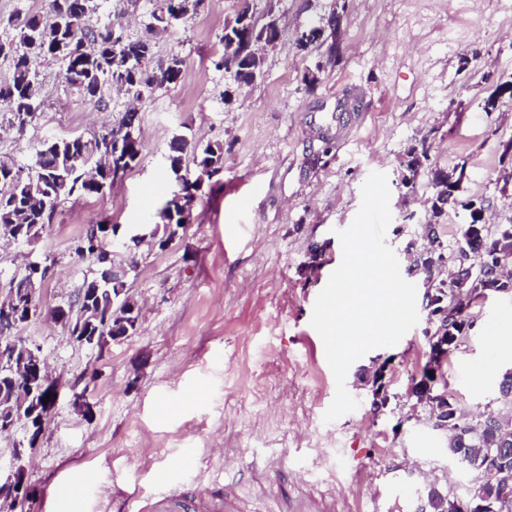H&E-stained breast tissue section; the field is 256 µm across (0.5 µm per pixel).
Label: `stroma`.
Segmentation results:
<instances>
[{
  "instance_id": "stroma-1",
  "label": "stroma",
  "mask_w": 512,
  "mask_h": 512,
  "mask_svg": "<svg viewBox=\"0 0 512 512\" xmlns=\"http://www.w3.org/2000/svg\"><path fill=\"white\" fill-rule=\"evenodd\" d=\"M238 0H205L185 25L157 37L155 60L185 59L177 83L140 106V164L104 194L61 204L35 247L0 246V280L27 256L50 255L43 307L74 298L94 277V258L74 248L93 224L133 228L159 223L170 190L166 157L174 135L229 145L214 190L192 204L191 221L167 249L144 243L127 286L142 305L138 332L103 347L75 344L62 326L34 317L19 336L40 344L61 395L32 451L27 512H119L112 492L136 512L154 490L151 473L190 448L193 479L184 491L231 500L237 512H431L428 495H465L479 478L448 452L428 406L411 393L426 363V320L393 346L373 349L350 367L346 387L356 410L334 422L322 416L336 390L323 342L311 325L318 293L342 262L336 233L361 205L370 172L391 191L387 245L400 266L406 250L428 242L421 176L414 191L400 184L408 147L426 141L439 167L467 165V178L438 232L458 262V229L467 202L482 204L490 231L512 224V98L482 110L493 78H512V0H476L459 16L448 0H349L341 57L307 87L306 69L324 48L299 51L301 31L329 15L336 0H250L256 16L275 6L281 37L262 79L232 103L221 94L229 73L216 69L219 39ZM45 106L24 134L0 129V153L27 166L41 141L80 134L118 120L124 98L103 102L70 93L55 67L38 63ZM360 103L346 138L336 136V97ZM328 241L324 264L303 266L312 243ZM472 327L448 353L447 391L467 417L502 409L499 385L512 353L486 344V330L512 320V295L475 300ZM385 367L387 403L376 407L366 375ZM86 393L93 417L71 395ZM85 482L80 507L49 494L60 476Z\"/></svg>"
}]
</instances>
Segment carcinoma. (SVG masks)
Returning a JSON list of instances; mask_svg holds the SVG:
<instances>
[{"instance_id": "obj_1", "label": "carcinoma", "mask_w": 512, "mask_h": 512, "mask_svg": "<svg viewBox=\"0 0 512 512\" xmlns=\"http://www.w3.org/2000/svg\"><path fill=\"white\" fill-rule=\"evenodd\" d=\"M43 14H19L8 19V26L15 31L12 40L0 39V57L11 60L9 76L0 79V111L9 114L8 128L21 135L31 125L43 105V83L34 62L39 59L58 66V74L75 94L90 99H102L105 88L113 89L125 97L128 107L115 125L95 130L92 138L80 134L52 137L43 140L37 149L29 171L17 165L10 155H0V238L22 241L32 245L41 239L45 225L50 223L57 206L69 199H87L103 193L115 182V174H126L140 162L143 152L138 104L151 97L156 90L178 81L185 58L171 54L165 65H153L155 42L145 38H132L120 21L94 28L90 25L92 14L97 10L96 0H45ZM177 9L154 8L146 28L155 35L167 34L195 15L203 0H176ZM273 17L256 20L249 0H240L235 18L224 24L220 42L222 53L216 68L233 71L234 83L253 86L263 75L267 52L274 48L280 33L271 30ZM512 97V81L495 86L483 99V109L493 112L504 94ZM123 132L114 170L102 175V182H86L85 172L92 168L102 169L103 157L113 152L112 132ZM169 146L177 147L168 153L167 161L178 165L189 176L184 188L183 203L173 199L165 202L160 211L162 223L139 227L141 234L159 246L171 242L181 226L189 223L193 201L201 192V184L212 181L224 170V144L203 143L184 135H175ZM429 149L425 143L410 147L404 163L401 185L414 189L421 176V169L428 163ZM191 157L192 166L185 164ZM433 179L443 184L444 196L435 193L427 199L429 223L439 224L448 213V207L457 203L455 192L465 180V165L432 170ZM481 236L474 245L468 229H463L462 255L471 254L484 262L496 251L498 245L512 236V224L489 235L485 224H480ZM106 241L95 235L82 237L75 254L83 259L104 252ZM85 288L99 289V297L93 301V313L109 314L110 325L99 331L101 336L112 335V327L119 326L135 334L139 316L122 312H107L110 297L117 285L100 275L83 283ZM22 357H17L14 369L0 371V416L7 411L25 412L34 405L30 397L35 380L26 377L21 370ZM502 444V433L496 428L484 429L475 419H467L459 413L456 429L448 434V451L457 452L468 448L475 453L472 460L480 461L477 453L483 448Z\"/></svg>"}]
</instances>
